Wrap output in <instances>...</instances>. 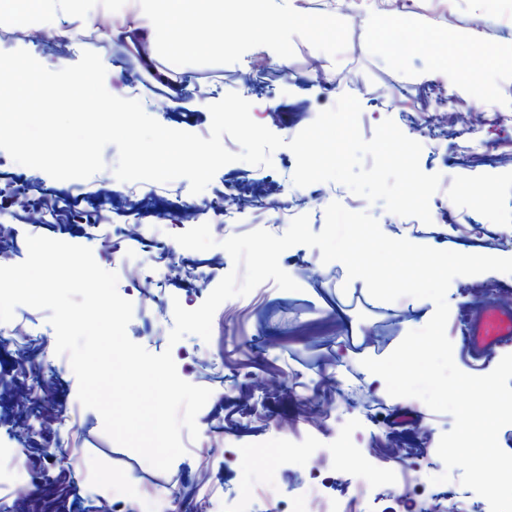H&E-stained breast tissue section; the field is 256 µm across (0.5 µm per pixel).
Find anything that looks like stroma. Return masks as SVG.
<instances>
[{
    "label": "stroma",
    "mask_w": 512,
    "mask_h": 512,
    "mask_svg": "<svg viewBox=\"0 0 512 512\" xmlns=\"http://www.w3.org/2000/svg\"><path fill=\"white\" fill-rule=\"evenodd\" d=\"M273 9L288 18L275 39L248 25L230 2L220 17L186 15L171 46L149 65L93 32L54 48L35 38L31 15L0 27V38L7 50H26L53 71L95 52L109 93L140 101L167 128L202 137L210 134L211 114L196 108L197 86L213 104L236 91L245 72L254 75L245 96L252 118L287 141L352 95L362 108L364 139L392 119L421 144V169L440 174L431 223L390 213L337 182L296 186V159L286 147L268 167L223 166L197 194L183 178L118 180L112 144L103 150L102 170L70 180L0 150V239L9 246L0 266L26 259L30 235L89 247L100 267L117 272V290L133 305L129 339L153 354L171 351L179 376L211 392L196 416L197 438L183 436L184 454L158 470L110 438L99 412L79 402L69 358L55 351L48 311L17 306L13 319L0 323V512H14L21 500L28 512H302L313 495L354 512H490L486 499L461 484L460 470H446L437 454L452 415L366 382L363 359L387 357L409 331L423 328L431 300H377L364 281L350 282L343 267L323 262L319 249L296 245L279 264L297 290L263 282L219 305L210 340L190 334L169 341L175 305L198 308L233 268L223 248L190 250L175 236L213 223V200L231 188L263 186L270 206L242 209L225 226L228 237L257 229L279 236L301 215L318 232L326 207L337 201L370 213L391 238L512 257V0H402L389 10L351 0L345 11L328 0H275ZM312 59L320 71L309 68ZM160 69L181 85L183 106L169 105ZM14 180L25 183L50 222L29 221L7 191ZM187 205L194 212L189 223L180 218ZM93 213L97 221L85 223ZM130 224L148 229L147 238L129 237ZM168 251L184 272L160 271L145 284L142 264ZM447 302L456 366L488 374L503 350L489 352L487 366H473L460 329L487 304L512 307V274L456 277ZM340 309L354 335L337 326ZM390 315L396 324L387 342H375ZM269 380L282 382L281 391L266 389ZM22 383L30 396L19 406L11 392ZM446 472L450 480L435 483Z\"/></svg>",
    "instance_id": "obj_1"
}]
</instances>
